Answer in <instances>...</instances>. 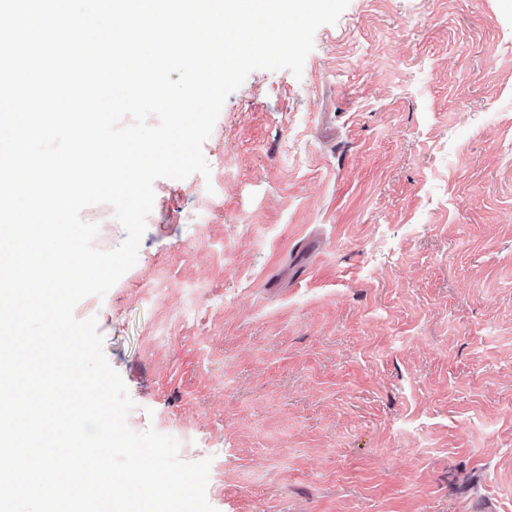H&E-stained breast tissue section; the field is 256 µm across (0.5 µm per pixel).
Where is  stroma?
Listing matches in <instances>:
<instances>
[{
    "label": "stroma",
    "mask_w": 512,
    "mask_h": 512,
    "mask_svg": "<svg viewBox=\"0 0 512 512\" xmlns=\"http://www.w3.org/2000/svg\"><path fill=\"white\" fill-rule=\"evenodd\" d=\"M157 179L76 319L216 512H512V0H350Z\"/></svg>",
    "instance_id": "1"
}]
</instances>
